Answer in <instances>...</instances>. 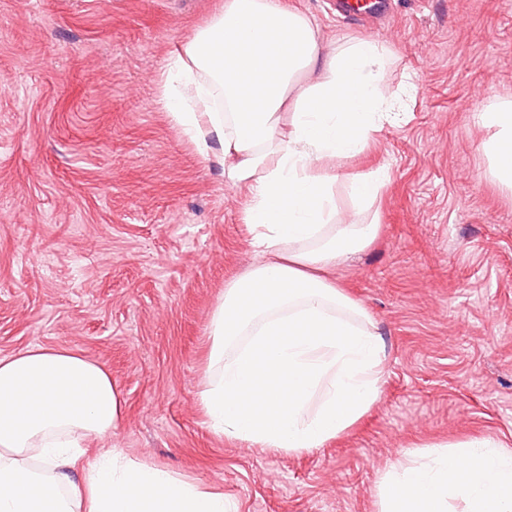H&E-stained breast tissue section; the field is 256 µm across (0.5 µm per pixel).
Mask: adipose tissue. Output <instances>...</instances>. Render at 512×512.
Segmentation results:
<instances>
[{
    "label": "adipose tissue",
    "mask_w": 512,
    "mask_h": 512,
    "mask_svg": "<svg viewBox=\"0 0 512 512\" xmlns=\"http://www.w3.org/2000/svg\"><path fill=\"white\" fill-rule=\"evenodd\" d=\"M381 44L331 46L283 0H223L167 58L161 98L203 164L246 186V222L264 262L215 306L199 392L226 438L288 455L323 447L376 402L385 345L362 305L323 270L368 246L378 227L340 217L334 187L373 201L384 171L344 173L391 122ZM493 135L491 174L512 190V102L478 113ZM121 394L100 363L30 347L0 358V512H232L223 494L92 449ZM512 512V453L487 441L435 445L378 483L377 512Z\"/></svg>",
    "instance_id": "obj_1"
}]
</instances>
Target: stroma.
Here are the masks:
<instances>
[{
    "label": "stroma",
    "instance_id": "stroma-1",
    "mask_svg": "<svg viewBox=\"0 0 512 512\" xmlns=\"http://www.w3.org/2000/svg\"><path fill=\"white\" fill-rule=\"evenodd\" d=\"M333 43V0H284ZM220 0H0V357L75 350L124 406L107 448L237 512H377L382 472L469 439L512 450V192L475 111L512 101V0H393L394 120L347 160L384 170L379 230L329 277L386 347L378 402L321 448L230 440L199 403L213 309L260 255L248 192L200 164L160 102L168 54Z\"/></svg>",
    "mask_w": 512,
    "mask_h": 512
}]
</instances>
